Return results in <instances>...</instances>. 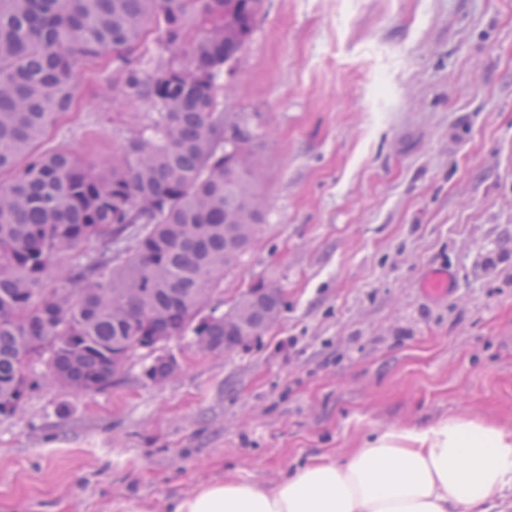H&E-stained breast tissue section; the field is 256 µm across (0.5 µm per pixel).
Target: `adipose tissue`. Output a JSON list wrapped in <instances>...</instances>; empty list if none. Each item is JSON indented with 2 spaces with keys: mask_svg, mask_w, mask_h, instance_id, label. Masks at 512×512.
Returning a JSON list of instances; mask_svg holds the SVG:
<instances>
[{
  "mask_svg": "<svg viewBox=\"0 0 512 512\" xmlns=\"http://www.w3.org/2000/svg\"><path fill=\"white\" fill-rule=\"evenodd\" d=\"M512 488V437L456 418L386 432L341 459L314 456L266 488L227 480L173 512H489Z\"/></svg>",
  "mask_w": 512,
  "mask_h": 512,
  "instance_id": "adipose-tissue-1",
  "label": "adipose tissue"
}]
</instances>
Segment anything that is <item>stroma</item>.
Masks as SVG:
<instances>
[{
  "instance_id": "1",
  "label": "stroma",
  "mask_w": 512,
  "mask_h": 512,
  "mask_svg": "<svg viewBox=\"0 0 512 512\" xmlns=\"http://www.w3.org/2000/svg\"><path fill=\"white\" fill-rule=\"evenodd\" d=\"M103 83L87 63L39 150L104 167L147 106ZM224 109L261 117L269 217L220 300L277 283L279 320L227 355L170 341L160 384L143 350L90 394L34 362L0 415V512H171L389 430L512 434V0H264Z\"/></svg>"
}]
</instances>
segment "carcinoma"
<instances>
[{
	"instance_id": "carcinoma-1",
	"label": "carcinoma",
	"mask_w": 512,
	"mask_h": 512,
	"mask_svg": "<svg viewBox=\"0 0 512 512\" xmlns=\"http://www.w3.org/2000/svg\"><path fill=\"white\" fill-rule=\"evenodd\" d=\"M262 0H0V415L20 407L47 358L77 393L112 384L139 350L191 337L224 353L285 306L271 282L231 325L212 297L267 220L260 125L224 111V79L250 41ZM153 42L171 53L154 61ZM118 79L112 96L147 103L102 172L37 142L75 103L84 65ZM247 136L224 141V121ZM92 257L49 285L57 261ZM174 357L145 367L153 382Z\"/></svg>"
}]
</instances>
